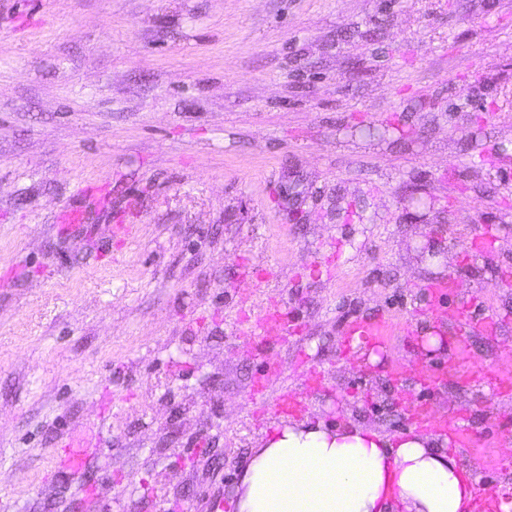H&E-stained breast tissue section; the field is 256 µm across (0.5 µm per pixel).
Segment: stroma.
Listing matches in <instances>:
<instances>
[{"label":"stroma","mask_w":512,"mask_h":512,"mask_svg":"<svg viewBox=\"0 0 512 512\" xmlns=\"http://www.w3.org/2000/svg\"><path fill=\"white\" fill-rule=\"evenodd\" d=\"M508 272L512 0H0V512L228 495L261 434L234 336L277 298L307 328L288 381L326 372L309 414L408 431L385 363L341 361L342 321L418 310L404 352L432 367L456 344L426 346L420 286L450 277L506 317L469 342L491 367ZM432 402L512 423V397Z\"/></svg>","instance_id":"1"}]
</instances>
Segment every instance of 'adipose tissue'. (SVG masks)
<instances>
[{"mask_svg":"<svg viewBox=\"0 0 512 512\" xmlns=\"http://www.w3.org/2000/svg\"><path fill=\"white\" fill-rule=\"evenodd\" d=\"M476 477L440 436L304 417L256 439L234 512H473Z\"/></svg>","mask_w":512,"mask_h":512,"instance_id":"adipose-tissue-1","label":"adipose tissue"}]
</instances>
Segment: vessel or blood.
<instances>
[{
  "mask_svg": "<svg viewBox=\"0 0 512 512\" xmlns=\"http://www.w3.org/2000/svg\"><path fill=\"white\" fill-rule=\"evenodd\" d=\"M456 288L457 284L452 279L425 285L424 293L432 300L430 317L454 322L459 335L458 344L462 347L467 346L470 337L496 335L501 323L497 314L489 313L475 319L459 305L449 303L448 297ZM248 322L245 340L262 355L261 369L251 388L252 394L263 398L256 413L257 420L302 412L314 395L324 391L325 375L322 370L313 368L307 372L301 385L280 386L282 372L273 350L300 338L304 332L303 325L282 301L268 303L258 313L249 316ZM412 333V317L398 312L353 317L341 327L342 354L355 361L362 351L381 352L393 382L400 385L413 382L421 392L417 398L411 399L404 394L398 398V406L408 423L418 430L447 437L464 458H479L484 474L512 463V456L507 453L512 447V426L503 425L494 433L481 431L471 425L467 416L439 412L427 400L429 394L441 390L451 378L477 392L490 390L504 396L511 395L512 348L503 347L500 363L490 368L467 365L453 356L440 367L415 370L397 353L398 341Z\"/></svg>",
  "mask_w": 512,
  "mask_h": 512,
  "instance_id": "b4317fda",
  "label": "vessel or blood"
}]
</instances>
